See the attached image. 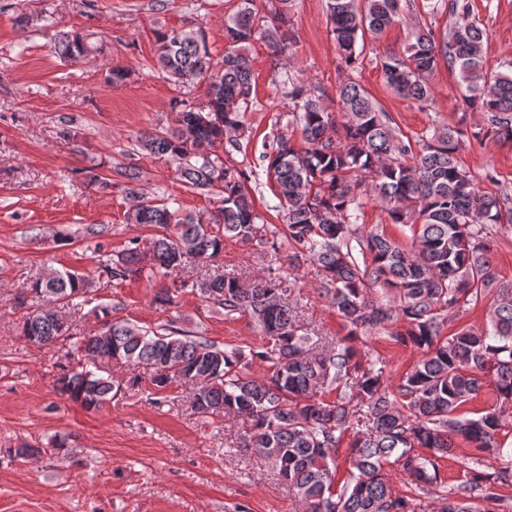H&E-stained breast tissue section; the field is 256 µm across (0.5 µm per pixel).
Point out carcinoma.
Wrapping results in <instances>:
<instances>
[{"label": "carcinoma", "instance_id": "obj_1", "mask_svg": "<svg viewBox=\"0 0 512 512\" xmlns=\"http://www.w3.org/2000/svg\"><path fill=\"white\" fill-rule=\"evenodd\" d=\"M270 18L257 17L255 0H240L225 19L230 51L213 69L200 28L158 36V61L177 82L201 79L206 84L202 106L184 105L175 127L141 140L143 150L175 161L183 183L194 189L215 184L224 188L223 205L210 218L181 215L164 199L143 200L136 184L139 172L126 173L130 200L127 221L152 226L149 246L139 244L108 258L101 268L111 280L147 275L168 276L189 257L215 260L224 252V238L262 240L269 225L261 222L251 194L254 171L228 165L224 156L242 152L251 131L242 114L253 105L252 69L244 45L262 28L268 54L277 62L289 50V0ZM401 0H326L327 19L342 65L354 69L359 39L375 35L401 19ZM459 19L437 37L432 23L416 24L401 54L381 61L389 87L399 96L427 102L429 77L443 60L458 72L463 97L485 112L486 126L472 133L512 146V62L489 70L483 55L489 35L479 23L465 21L469 6L452 3ZM58 55L78 60L93 50L78 35L54 43ZM288 98V124L301 130L296 143L281 131L266 144L265 175L279 206L286 210V238L291 259L318 263L320 293L347 329L357 336L389 330L397 343L411 344L422 356L390 389L382 361L362 358L340 340L325 350L299 334L290 295L296 281L261 279L246 287L235 276L217 275L162 288L155 302L177 304L186 287L224 308V314H248L267 339L253 353L268 365L258 379L242 369L243 354L167 325L143 330L100 313L103 331L76 336L61 314L78 307L93 289V278L74 270L55 271L38 279L31 291L44 306L24 317L22 336L41 346L60 339L91 361L63 368L58 390L90 410L114 390L101 368L146 364L151 384L164 390L172 384L190 388L197 414L247 415L250 430L239 447L253 451L277 472L288 490L298 495L305 512H417L416 499L397 494L386 467L398 465L417 488L437 482L435 460L418 452L427 448L438 457L456 453L457 440L469 444L466 460L490 450L501 460L493 480L512 483V448L497 435L502 428L496 409L476 418L461 407L484 392L486 373L500 406L512 404V285L494 286L486 242L489 226L502 223L512 195L483 194L460 161L463 133L443 126L431 137L410 138L392 126L367 91L352 77L336 89L344 114L339 122L322 102L326 90L290 76L283 82ZM385 206L391 223L409 231L406 248L384 231L361 236L360 189ZM496 288L492 330H459L441 338L466 306ZM382 288L392 301L374 300L369 292ZM364 423L366 430L355 427ZM353 432L347 448L353 478L334 487L336 454L343 437ZM498 501L484 480H466L448 490L444 512H495Z\"/></svg>", "mask_w": 512, "mask_h": 512}]
</instances>
